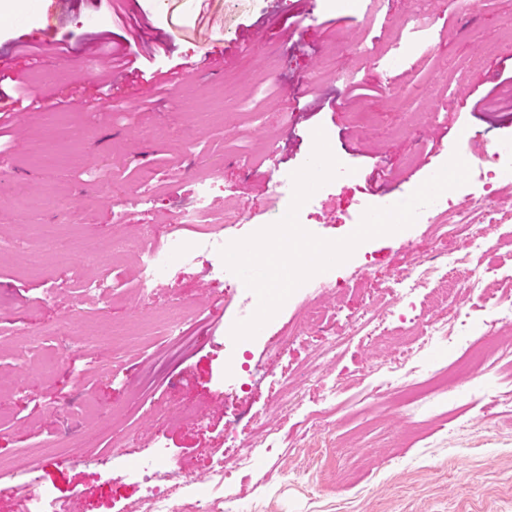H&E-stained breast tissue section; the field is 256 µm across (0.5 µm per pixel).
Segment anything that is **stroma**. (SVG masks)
<instances>
[{"label":"stroma","mask_w":512,"mask_h":512,"mask_svg":"<svg viewBox=\"0 0 512 512\" xmlns=\"http://www.w3.org/2000/svg\"><path fill=\"white\" fill-rule=\"evenodd\" d=\"M303 0H77L73 13L46 28L23 15L21 0H0V106L12 79L28 83L22 112L0 113V376L14 382L0 399V458L29 452L28 469L4 477L36 480L60 512H144L145 482L129 461L110 466L73 462L111 444L153 438L154 457L175 512H194L198 493L228 500L232 512H512V364L463 386L410 398L381 393L382 361L350 318L368 299L392 302L396 280L429 253L465 255L468 235L438 237L415 224L395 237L359 245L343 264L310 278L264 326L239 346L230 338L241 301L225 272L223 285L202 265L173 264L166 280L139 303L72 292L102 272L132 287L138 260L112 267V239L148 234L165 247L172 227L188 239L231 242L278 221L291 199L274 169L308 161L313 133L323 129L343 172L321 187V215L307 231L341 239L356 227L364 200L388 187L409 188L434 175L452 155L468 156L512 142V0H373L353 13ZM276 5L267 27L256 22ZM49 44L44 55L10 57L18 39ZM249 40L250 49L233 52ZM124 51L137 72L128 82L109 67L84 73L90 50ZM401 50V66L385 69ZM224 57V69L197 64ZM182 70L176 90L155 83ZM214 171L219 197L203 225L182 222L204 171ZM245 217L224 229V209ZM60 225L70 238L95 240L98 263L80 251L57 253L31 233ZM495 250L459 266L512 271V221L499 225ZM180 299L179 331L158 316ZM325 306L327 324L304 320ZM124 325L129 341L88 337L89 322ZM72 326L60 338L59 322ZM336 337L334 366L317 369L316 349ZM288 337L276 355L272 341ZM35 344L33 364L12 355L17 340ZM439 343L405 362L417 375L464 355ZM299 384L290 415H273L283 384ZM335 399H328V387ZM379 389L374 400L364 395ZM100 415L68 418L83 402ZM273 443L258 465L232 470L215 486L186 488L177 478L205 473L211 459L261 424ZM64 446L61 460L37 451Z\"/></svg>","instance_id":"stroma-1"}]
</instances>
